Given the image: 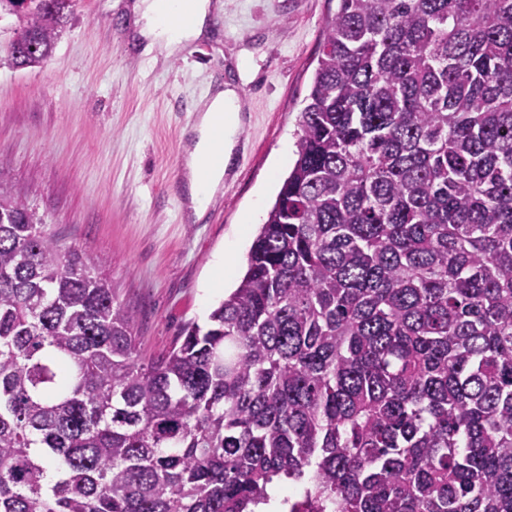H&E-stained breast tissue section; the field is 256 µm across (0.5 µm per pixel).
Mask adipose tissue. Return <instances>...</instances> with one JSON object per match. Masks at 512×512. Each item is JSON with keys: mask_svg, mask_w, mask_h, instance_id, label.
<instances>
[{"mask_svg": "<svg viewBox=\"0 0 512 512\" xmlns=\"http://www.w3.org/2000/svg\"><path fill=\"white\" fill-rule=\"evenodd\" d=\"M210 9V0H135V32L146 51L170 57L183 44L204 35ZM237 100L234 87H215L201 100L190 128L183 177L188 187L186 208L192 219L204 216L208 199L224 180L240 124Z\"/></svg>", "mask_w": 512, "mask_h": 512, "instance_id": "obj_1", "label": "adipose tissue"}]
</instances>
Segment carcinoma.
Masks as SVG:
<instances>
[{"mask_svg":"<svg viewBox=\"0 0 512 512\" xmlns=\"http://www.w3.org/2000/svg\"><path fill=\"white\" fill-rule=\"evenodd\" d=\"M73 0H0L19 68ZM239 285L163 355L0 185V512H512V0H338Z\"/></svg>","mask_w":512,"mask_h":512,"instance_id":"obj_1","label":"carcinoma"}]
</instances>
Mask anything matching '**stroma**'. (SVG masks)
I'll list each match as a JSON object with an SVG mask.
<instances>
[{
  "mask_svg": "<svg viewBox=\"0 0 512 512\" xmlns=\"http://www.w3.org/2000/svg\"><path fill=\"white\" fill-rule=\"evenodd\" d=\"M209 25L222 40L177 55L145 52L132 0H75L43 66L7 58L0 20V181L42 215L62 244L107 261L133 316L141 361L170 349L237 287L238 265L211 287L217 260L247 255L294 160L295 132L326 22L338 0H221ZM218 81L235 86L241 126L224 182L190 220L183 153L195 106Z\"/></svg>",
  "mask_w": 512,
  "mask_h": 512,
  "instance_id": "35a3bbf8",
  "label": "stroma"
}]
</instances>
